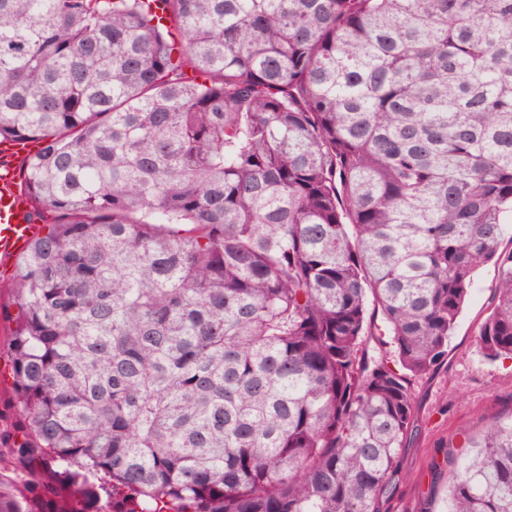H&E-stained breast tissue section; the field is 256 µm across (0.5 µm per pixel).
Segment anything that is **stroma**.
Here are the masks:
<instances>
[{
	"mask_svg": "<svg viewBox=\"0 0 512 512\" xmlns=\"http://www.w3.org/2000/svg\"><path fill=\"white\" fill-rule=\"evenodd\" d=\"M498 272L486 265L477 273L448 341L445 360L411 379L415 429L401 455L404 474L389 512H442L448 494L449 446L463 444L493 420L512 414V360L486 359L478 330L491 310Z\"/></svg>",
	"mask_w": 512,
	"mask_h": 512,
	"instance_id": "obj_1",
	"label": "stroma"
}]
</instances>
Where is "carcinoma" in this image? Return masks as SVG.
Masks as SVG:
<instances>
[{"label": "carcinoma", "mask_w": 512, "mask_h": 512, "mask_svg": "<svg viewBox=\"0 0 512 512\" xmlns=\"http://www.w3.org/2000/svg\"><path fill=\"white\" fill-rule=\"evenodd\" d=\"M4 140L0 512H386L485 264L512 358V0H0ZM468 447L446 512H512V416ZM29 143H0V274L11 273L19 255L43 234L42 221L33 224L32 210L24 201L17 178L19 159ZM45 225V224H44Z\"/></svg>", "instance_id": "carcinoma-1"}]
</instances>
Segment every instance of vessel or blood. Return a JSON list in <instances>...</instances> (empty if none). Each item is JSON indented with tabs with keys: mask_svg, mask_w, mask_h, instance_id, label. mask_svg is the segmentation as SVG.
Here are the masks:
<instances>
[{
	"mask_svg": "<svg viewBox=\"0 0 512 512\" xmlns=\"http://www.w3.org/2000/svg\"><path fill=\"white\" fill-rule=\"evenodd\" d=\"M29 149L25 142L0 143V274L9 275L27 246L43 233L33 223L32 210L24 201L17 178L20 159Z\"/></svg>",
	"mask_w": 512,
	"mask_h": 512,
	"instance_id": "b4317fda",
	"label": "vessel or blood"
}]
</instances>
